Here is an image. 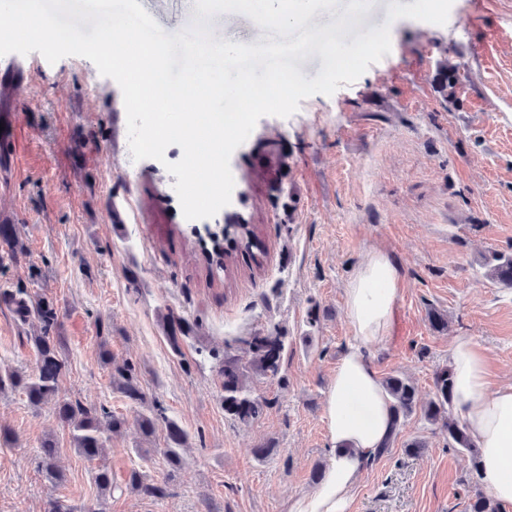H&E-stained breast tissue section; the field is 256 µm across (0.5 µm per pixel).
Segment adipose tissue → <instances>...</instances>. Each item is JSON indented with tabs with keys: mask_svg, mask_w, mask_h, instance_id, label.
Here are the masks:
<instances>
[{
	"mask_svg": "<svg viewBox=\"0 0 512 512\" xmlns=\"http://www.w3.org/2000/svg\"><path fill=\"white\" fill-rule=\"evenodd\" d=\"M399 281L396 263L376 251L345 290L354 336L336 366L323 405L330 461L320 484L290 502L288 512H350L365 466L396 431L392 399L370 352L391 332ZM448 362L456 410L480 451L483 487L497 502L512 504V385L490 388L485 354L472 337L453 339Z\"/></svg>",
	"mask_w": 512,
	"mask_h": 512,
	"instance_id": "obj_1",
	"label": "adipose tissue"
}]
</instances>
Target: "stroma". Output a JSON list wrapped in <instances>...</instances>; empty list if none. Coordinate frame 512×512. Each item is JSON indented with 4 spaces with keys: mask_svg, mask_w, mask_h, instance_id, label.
Wrapping results in <instances>:
<instances>
[{
    "mask_svg": "<svg viewBox=\"0 0 512 512\" xmlns=\"http://www.w3.org/2000/svg\"><path fill=\"white\" fill-rule=\"evenodd\" d=\"M139 2L166 31L197 15L194 0ZM209 25L248 45L272 35L240 13ZM390 37L389 64L302 100L290 117H262L233 152L226 213L255 225L260 248L226 271L209 266L175 176L157 160L132 159L122 91L94 63L52 64L34 52L23 58V83L0 84V219L25 245L0 267V288H27L57 308L60 396L126 421L90 460L72 447L54 402L35 408L21 392L0 394V512H287L328 464L323 405L353 336L344 291L376 249L397 264L402 288L391 333L371 352L380 377L408 378L427 402L452 339L465 335L485 351L491 385L512 382V288L491 281L484 264L491 252L512 254V0H453L446 24L400 18ZM443 59L463 76L452 103L432 82ZM116 209L124 223H113ZM433 310L446 329L430 325ZM171 312L199 327L177 353L164 328ZM102 325L115 359L135 365L143 402L113 389L99 358ZM38 327L0 304V368L34 371L27 338ZM273 330L285 337L281 371L254 380L267 407L240 423L224 414L207 352L244 359L242 337ZM156 404L189 435L181 470L169 467L162 438L145 455L134 451L137 420ZM48 437L65 474L57 485L38 468ZM414 441L422 451L407 454ZM263 447L272 453L261 460ZM100 468L118 486L140 469L167 493L101 496ZM470 471L469 455L413 414L367 468L351 512H468L483 489Z\"/></svg>",
    "mask_w": 512,
    "mask_h": 512,
    "instance_id": "1",
    "label": "stroma"
}]
</instances>
